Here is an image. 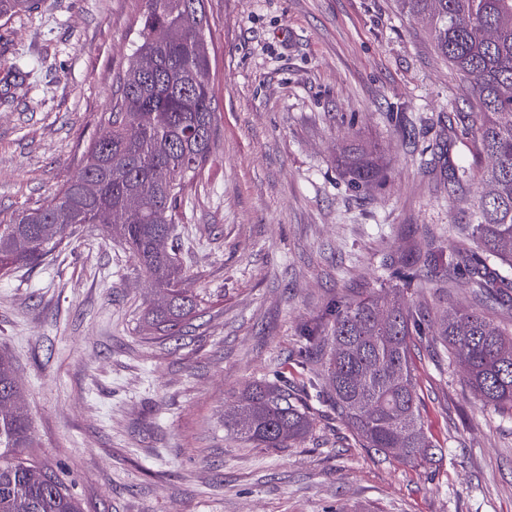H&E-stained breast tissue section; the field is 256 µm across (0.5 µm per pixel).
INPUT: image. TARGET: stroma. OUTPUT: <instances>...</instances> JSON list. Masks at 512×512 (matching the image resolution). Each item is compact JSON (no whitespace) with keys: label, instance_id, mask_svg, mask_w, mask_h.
<instances>
[{"label":"stroma","instance_id":"35a3bbf8","mask_svg":"<svg viewBox=\"0 0 512 512\" xmlns=\"http://www.w3.org/2000/svg\"><path fill=\"white\" fill-rule=\"evenodd\" d=\"M139 0H39L0 26V220L42 205L104 132L137 40ZM213 156L183 207L186 285L205 296L176 337L143 332L156 293L118 240L85 225L46 259L0 274V351L31 454L83 512H512V414L444 357L437 323L464 281L422 272L429 315L411 359L436 446L404 462L362 448L330 404L288 448L224 428L249 385L301 386L294 358L332 301L391 294L393 269L446 243L488 165L476 99L398 0H205ZM379 169L355 187L360 157ZM472 176L452 184L448 168Z\"/></svg>","mask_w":512,"mask_h":512}]
</instances>
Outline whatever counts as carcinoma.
<instances>
[{"label":"carcinoma","instance_id":"carcinoma-1","mask_svg":"<svg viewBox=\"0 0 512 512\" xmlns=\"http://www.w3.org/2000/svg\"><path fill=\"white\" fill-rule=\"evenodd\" d=\"M138 41L118 94L99 123L105 135L85 151L81 169L43 205L0 223V272L43 259L83 225L109 232L103 218L127 216L119 233L151 279L159 297L148 310L149 327L168 336L198 313L203 298L184 287L186 272L175 250L186 191L210 160L217 134L211 93L204 0H143ZM411 16L430 20L438 51L478 97L476 126L491 164L485 189L468 223L448 228L476 249L436 246L418 261L465 280L475 306L450 307L440 320V342L464 369L481 400L512 412V327L489 311L512 270V0H400ZM37 0H0V20L31 13ZM156 69L146 75L141 59ZM392 300L369 291L336 302L326 320L306 330L298 363L303 389L327 398L361 446L411 461L434 445L424 431L410 359L412 337L425 317L399 294L415 285L401 276ZM325 349L327 374L310 364V351ZM224 428L281 448L303 438L311 420L300 399L278 380L246 389L224 411ZM35 444L9 359L0 354V512H82L80 502L55 475L23 452Z\"/></svg>","mask_w":512,"mask_h":512}]
</instances>
